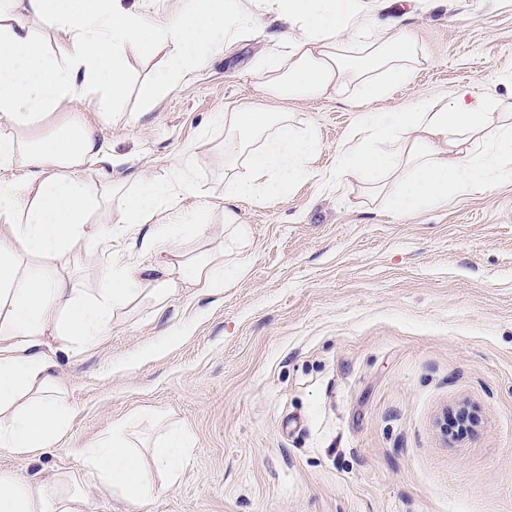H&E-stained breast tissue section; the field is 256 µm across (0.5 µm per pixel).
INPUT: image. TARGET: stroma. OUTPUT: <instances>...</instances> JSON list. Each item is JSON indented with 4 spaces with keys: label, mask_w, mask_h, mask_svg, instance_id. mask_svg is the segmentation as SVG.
Segmentation results:
<instances>
[{
    "label": "stroma",
    "mask_w": 512,
    "mask_h": 512,
    "mask_svg": "<svg viewBox=\"0 0 512 512\" xmlns=\"http://www.w3.org/2000/svg\"><path fill=\"white\" fill-rule=\"evenodd\" d=\"M368 2L426 58L379 108L474 84L512 98V83L497 79L512 73V0H409L400 14L393 0ZM255 18L149 111L141 92L162 56L131 52L122 105L67 103L42 128L80 113L113 157L92 176L127 191L194 148L201 195L181 209L209 226L197 249L219 252L224 131L211 118L268 102L255 62L276 24L261 8ZM281 106L315 128L317 175L276 203H238L250 230L239 250L245 275L219 294L140 297L98 346L56 351L70 426L34 459L0 448V470L36 482L80 472L77 447L148 410L187 427L193 446L145 512H512V179L441 209L393 214L355 183L319 179L354 122L353 87ZM111 257L158 262L121 238L80 243L75 287H96ZM166 333L180 342L138 358ZM462 404L477 424L447 438L440 423Z\"/></svg>",
    "instance_id": "stroma-1"
}]
</instances>
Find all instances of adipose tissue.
I'll return each instance as SVG.
<instances>
[{"instance_id":"ef3b65f1","label":"adipose tissue","mask_w":512,"mask_h":512,"mask_svg":"<svg viewBox=\"0 0 512 512\" xmlns=\"http://www.w3.org/2000/svg\"><path fill=\"white\" fill-rule=\"evenodd\" d=\"M122 0H0V447L35 455L65 435L71 408L57 384L50 340L97 346L116 311L146 292L179 288L213 292L243 276L245 262L182 258L203 238L204 224L179 220L183 198L199 193L194 151L184 149L170 176L141 179L122 198L123 225L94 221L105 203L101 181L86 166L101 157L95 127L73 114L45 134L34 127L60 105L80 100L97 110L128 93L126 54L151 46L164 59L154 89L175 86L223 53L251 26L250 0H186L174 18L147 21ZM282 26L257 62L270 100L265 107L215 115L224 130V228L232 240L248 230L234 209L242 200H279L312 173L313 128L297 127L277 101L318 98L351 85L359 110L336 150V178L372 191L384 210L411 216L447 205L449 195L483 191L512 175V101L475 86L421 96L388 112L374 103L408 82L418 47L379 25L365 0H265ZM47 29L64 40L50 50ZM22 170V179L12 178ZM125 238L130 249L178 253L163 274L119 260L98 273L99 288H72L60 264L79 240ZM131 419L84 444L83 471L34 482L0 471V512H95L84 481L126 506L144 508L178 477L193 438L163 426L141 447Z\"/></svg>"}]
</instances>
